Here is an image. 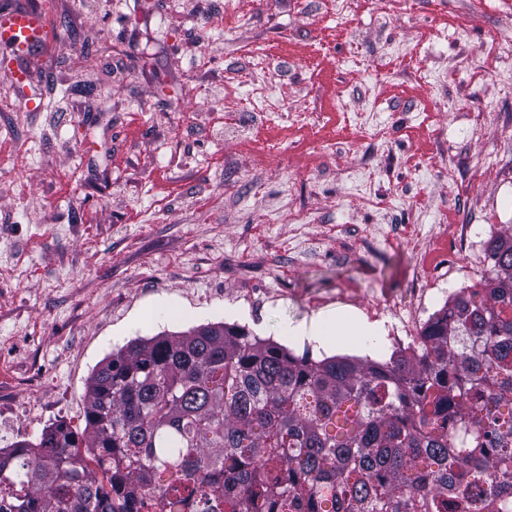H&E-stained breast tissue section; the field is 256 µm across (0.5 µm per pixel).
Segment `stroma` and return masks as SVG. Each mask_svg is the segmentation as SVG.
Listing matches in <instances>:
<instances>
[{
  "label": "stroma",
  "mask_w": 512,
  "mask_h": 512,
  "mask_svg": "<svg viewBox=\"0 0 512 512\" xmlns=\"http://www.w3.org/2000/svg\"><path fill=\"white\" fill-rule=\"evenodd\" d=\"M325 2L0 0L56 30L24 84L0 66V448L84 429L90 378L134 340L226 323L298 356L386 362L481 286L489 240L512 234V0H395L382 17ZM258 43L273 71L247 72ZM304 109L319 123L291 127ZM461 222L466 252L448 236ZM343 235L378 248L343 256ZM323 315L384 334L360 350L282 333Z\"/></svg>",
  "instance_id": "35a3bbf8"
}]
</instances>
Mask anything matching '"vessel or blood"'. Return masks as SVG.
I'll return each instance as SVG.
<instances>
[{
    "mask_svg": "<svg viewBox=\"0 0 512 512\" xmlns=\"http://www.w3.org/2000/svg\"><path fill=\"white\" fill-rule=\"evenodd\" d=\"M50 37V24L41 10L29 7L23 10L0 12V48L9 51L17 65V80H24L22 64L33 50L44 45Z\"/></svg>",
    "mask_w": 512,
    "mask_h": 512,
    "instance_id": "obj_1",
    "label": "vessel or blood"
}]
</instances>
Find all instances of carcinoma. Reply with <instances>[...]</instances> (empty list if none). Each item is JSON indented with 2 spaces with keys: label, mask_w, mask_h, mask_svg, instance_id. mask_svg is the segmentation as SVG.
I'll return each mask as SVG.
<instances>
[{
  "label": "carcinoma",
  "mask_w": 512,
  "mask_h": 512,
  "mask_svg": "<svg viewBox=\"0 0 512 512\" xmlns=\"http://www.w3.org/2000/svg\"><path fill=\"white\" fill-rule=\"evenodd\" d=\"M409 352L315 361L235 325L112 354L86 426L0 448L14 512H512V235Z\"/></svg>",
  "instance_id": "cac0c4a2"
}]
</instances>
